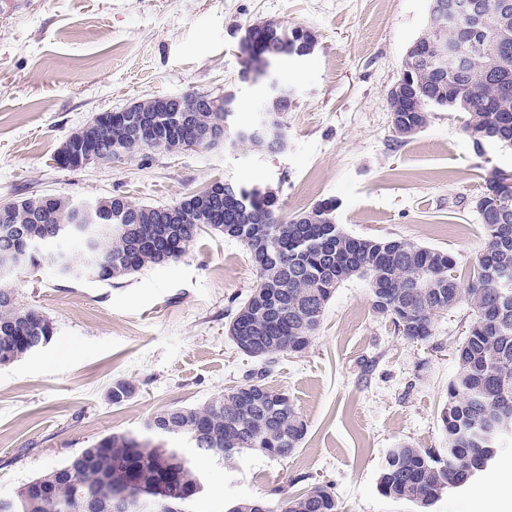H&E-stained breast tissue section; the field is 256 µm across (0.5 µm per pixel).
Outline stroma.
<instances>
[{"label": "stroma", "instance_id": "stroma-1", "mask_svg": "<svg viewBox=\"0 0 512 512\" xmlns=\"http://www.w3.org/2000/svg\"><path fill=\"white\" fill-rule=\"evenodd\" d=\"M429 8L430 0H0V203L55 194L170 205L220 181L272 190L290 218L332 198L347 233L451 252L468 283L484 241L474 202L493 171L512 175V149H475L465 113L441 109L398 141L387 91ZM263 20L310 28L319 44L269 78L244 82L240 39ZM272 79L294 91L281 115L282 152L238 144L73 171L55 162L97 113L148 98L230 93L234 124L250 123ZM257 280L247 248L210 230L179 261L109 282L20 270L18 303L42 312L54 336L0 366V496L103 436L140 431L161 410L243 384L262 363L227 327ZM468 321L458 307L438 318L429 341H412L373 309L366 280L342 283L311 346L281 354L266 379L306 420L305 440L278 459L246 451L221 462L187 448L206 484L196 512H224L238 499L272 503L318 485L337 512H420L379 493V470L401 444L443 458L440 411ZM116 380L135 387L120 406L107 397Z\"/></svg>", "mask_w": 512, "mask_h": 512}]
</instances>
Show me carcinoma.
<instances>
[{
  "instance_id": "carcinoma-1",
  "label": "carcinoma",
  "mask_w": 512,
  "mask_h": 512,
  "mask_svg": "<svg viewBox=\"0 0 512 512\" xmlns=\"http://www.w3.org/2000/svg\"><path fill=\"white\" fill-rule=\"evenodd\" d=\"M477 10L429 18L421 43L437 40L442 30L469 42L464 58L440 67L430 57L402 62L399 80L411 82L418 112H401L396 135L419 133L433 109L464 112V132H476V149L486 143L512 147V11L499 10L501 0H471ZM247 46L242 72L253 77L265 71L263 56L280 62L312 54L318 36L301 27L266 24L245 30ZM182 110L191 111L193 125L183 133L201 136L224 129V141L237 131L227 129L231 113L186 95ZM129 112L100 113L95 125L81 137L96 139L104 150L99 162L124 155L178 149L170 135L177 113L157 112V138L141 141ZM496 175L485 181L474 202L484 213L480 221L484 246L475 281L462 287L455 275L456 258L443 250L397 238L355 237L336 224V200L323 199L289 220L279 215L276 197L268 192L250 201L248 217L241 214L240 198L224 193L216 182L203 192L187 195L181 207L148 206L123 196L97 200L98 212L88 224L71 223L68 198L44 195L10 203L8 220L0 219V249L24 246L32 236H47L30 251L28 266L51 265L69 281H110L146 267L178 260L203 229L239 240L259 273L255 290L234 314L228 335L239 348L252 339L246 353L272 364L285 352L305 351L315 337L325 307L336 288L352 278L368 280L373 309L389 317L403 336L427 341L434 335L437 317L466 305L471 322L457 350V370L448 383V401L440 420L448 440V463L420 448L398 446L387 452L378 477L379 492L427 509L451 486L472 480L473 460L456 454L458 448H476L482 426L489 421L512 428V237L500 235L497 225H512V185ZM112 216V226L98 223L99 214ZM90 238L94 248L83 256L78 270L64 273L70 255L50 251L59 240L80 243ZM11 276H0V365L26 356L34 346L51 342L54 327L40 311L17 302ZM266 371L252 372L242 387L200 406L173 407L151 417L141 432L110 434L72 456L64 464L34 478L50 483L55 497L42 505H26L27 486L16 492L15 512H71L80 488H94L106 475L112 492L126 498L124 512H168L167 505L195 488L193 499L205 490L203 476L180 445L191 442L199 453L223 460L243 450L272 458L293 454L307 435V423L288 395L267 387ZM134 394V386L117 380L107 392L119 406ZM227 512H336L333 495L314 487L298 497L270 505L240 500Z\"/></svg>"
}]
</instances>
